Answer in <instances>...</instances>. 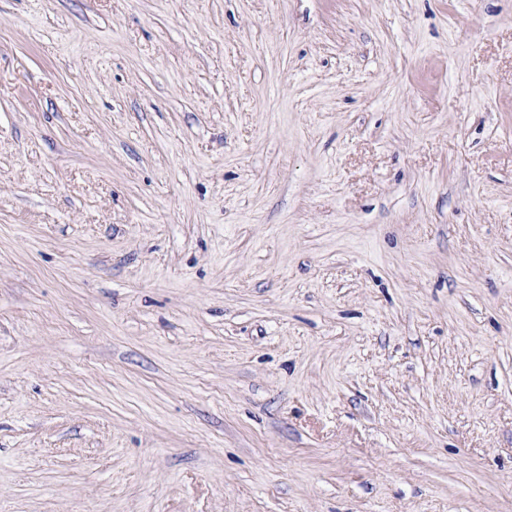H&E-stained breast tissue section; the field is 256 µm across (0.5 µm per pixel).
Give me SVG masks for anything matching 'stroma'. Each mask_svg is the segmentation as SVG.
<instances>
[{"mask_svg":"<svg viewBox=\"0 0 512 512\" xmlns=\"http://www.w3.org/2000/svg\"><path fill=\"white\" fill-rule=\"evenodd\" d=\"M0 512H512V0H0Z\"/></svg>","mask_w":512,"mask_h":512,"instance_id":"35a3bbf8","label":"stroma"}]
</instances>
